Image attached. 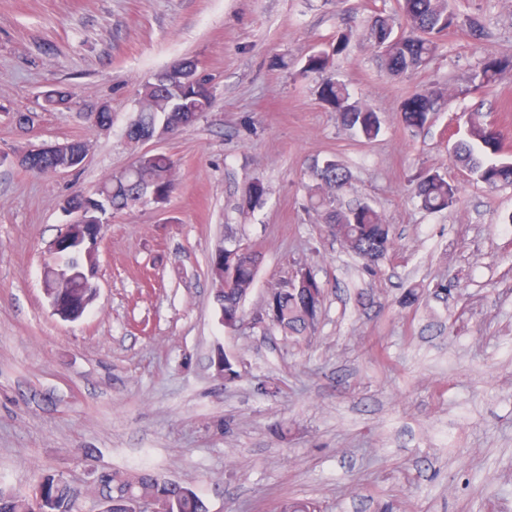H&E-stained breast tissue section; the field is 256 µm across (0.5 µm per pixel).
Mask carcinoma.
<instances>
[{"instance_id":"cac0c4a2","label":"carcinoma","mask_w":512,"mask_h":512,"mask_svg":"<svg viewBox=\"0 0 512 512\" xmlns=\"http://www.w3.org/2000/svg\"><path fill=\"white\" fill-rule=\"evenodd\" d=\"M463 29L479 43L483 29L476 18L461 15L448 7V0H400L395 14H378L362 33L348 27L336 36L333 49L343 53L352 38L360 35L378 54L387 73L404 77L425 68L436 49L437 40L444 34ZM328 67V58L322 52L307 56L304 71L320 74ZM512 72V55L488 53L473 74L474 87H488ZM140 96L150 99L147 110L136 115L137 132H128V138L138 142L139 135L159 128L176 133L193 125L212 105V95L204 87L185 89L179 85L160 87L153 82L145 84ZM319 96L341 119L342 124L367 140L378 136L381 120L373 108L351 100L347 85L342 80L327 78L319 88ZM440 94L436 90L416 92L400 105L401 122L414 132L423 131L432 121ZM461 139L454 147V161L465 168L475 181L490 188L512 185V162L500 161V134L494 126L473 113L459 131ZM66 163V159L43 156L24 164L25 169L44 173ZM176 165L172 157L157 152L136 157L134 172H125L105 178L100 184L104 194L90 201L93 209L121 210L143 197L142 188L155 193L158 201L169 199L175 185ZM317 181L318 196H310V207L324 220L331 234L347 250L364 261L373 271L393 248L390 225L369 203H357L346 209L336 207L339 194L352 182L350 170L340 161L330 158L317 164L311 171ZM458 186L448 181L446 174L422 171L418 174L415 195L423 209L436 213L456 203ZM267 193L265 185L253 180L246 187V203L254 208ZM259 256L253 252L224 251L210 259V274L215 286L214 299L220 308V320L228 333H233L245 320L242 300L252 288L258 271ZM46 292L61 301L70 310L85 311L92 304L89 289L80 286L66 274L56 275L45 270ZM325 293L315 275L304 273L302 284L291 280L277 283L268 294V305L252 314L256 324L266 322L299 342L313 335L324 305ZM105 508L103 512H127L129 500L150 497L162 504L165 512H208L202 496L192 487L160 479L147 468L132 471H112L99 476ZM40 496L44 512H75L76 489L61 475H35L31 495ZM0 512H30V495H21L0 485Z\"/></svg>"}]
</instances>
